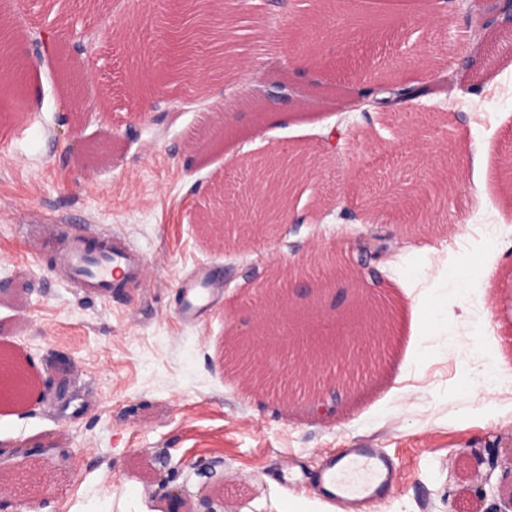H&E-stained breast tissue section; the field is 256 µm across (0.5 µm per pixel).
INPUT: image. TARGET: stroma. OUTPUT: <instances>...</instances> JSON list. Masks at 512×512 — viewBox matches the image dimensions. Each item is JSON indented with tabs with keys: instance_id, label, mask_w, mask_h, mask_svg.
Instances as JSON below:
<instances>
[{
	"instance_id": "1",
	"label": "stroma",
	"mask_w": 512,
	"mask_h": 512,
	"mask_svg": "<svg viewBox=\"0 0 512 512\" xmlns=\"http://www.w3.org/2000/svg\"><path fill=\"white\" fill-rule=\"evenodd\" d=\"M224 8L223 59L237 76L214 77L194 46L174 80L159 39L169 0H0L21 59L40 32L61 35L23 73L24 111L0 118V279L11 283L0 347L36 375L51 351L74 365L63 391L0 403V462L41 476L48 512H165L168 486L194 512H335L313 483L321 455L385 448L397 482L389 512H448L452 500L506 512V500L476 501L469 475L512 480V376L489 397L466 379L512 366V34L478 29L465 0L438 21L429 0ZM273 76L319 110L270 104L260 119L237 113L223 144L187 141L201 113ZM380 81L436 90L396 111L346 109L355 89ZM256 139L265 153H307L311 178L279 226L262 229L252 212L247 235L230 216L223 234L206 233L195 218L215 189L240 203L254 193L243 145ZM55 224L127 239L145 257L142 286L85 297L57 261ZM366 228L390 236V256L345 247ZM332 245L345 274L310 279L290 302L317 312L321 334L359 336L341 314L385 300L393 329L382 359L326 394V414L245 392L224 351L261 295L247 271L272 274ZM198 263L215 268L224 298L186 324L175 284ZM480 264L493 270L488 287L459 294L454 275ZM200 458L211 473L194 469Z\"/></svg>"
}]
</instances>
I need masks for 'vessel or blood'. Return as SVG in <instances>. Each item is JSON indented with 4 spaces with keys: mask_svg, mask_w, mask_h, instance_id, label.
Listing matches in <instances>:
<instances>
[{
    "mask_svg": "<svg viewBox=\"0 0 512 512\" xmlns=\"http://www.w3.org/2000/svg\"><path fill=\"white\" fill-rule=\"evenodd\" d=\"M97 251H89L83 239H73L60 266L90 297H106L113 289L138 285L143 273V255L126 239L95 230ZM179 317L196 321L209 307L214 288L211 266L200 265L179 280ZM322 497L342 512H363L365 506L380 504L396 483L393 462L375 448H345L328 452L313 474Z\"/></svg>",
    "mask_w": 512,
    "mask_h": 512,
    "instance_id": "1",
    "label": "vessel or blood"
}]
</instances>
